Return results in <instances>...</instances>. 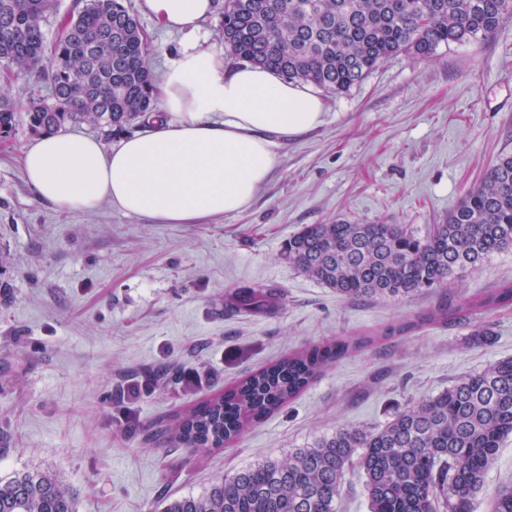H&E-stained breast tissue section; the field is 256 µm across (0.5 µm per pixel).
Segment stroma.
Wrapping results in <instances>:
<instances>
[{
  "instance_id": "obj_1",
  "label": "stroma",
  "mask_w": 512,
  "mask_h": 512,
  "mask_svg": "<svg viewBox=\"0 0 512 512\" xmlns=\"http://www.w3.org/2000/svg\"><path fill=\"white\" fill-rule=\"evenodd\" d=\"M164 78L184 36L125 0ZM512 14L480 42L390 58L347 93L324 94L320 126L289 140L250 205L199 224H156L105 202L62 211L27 184L19 123L0 139V475L63 473L79 512H162L256 460L337 428L375 429L499 359L512 358V306L467 322L396 336L389 328L512 280V249L474 273L405 300H348L283 256L306 224H405L416 235L448 212L488 168L512 155ZM19 110L51 102L34 73L0 71ZM273 288L268 314L228 312L236 289ZM487 327V343L471 333ZM373 336L328 366L295 399L224 447L195 453L166 425L199 401L309 345ZM194 371L201 385L187 383ZM512 486V437L473 512Z\"/></svg>"
}]
</instances>
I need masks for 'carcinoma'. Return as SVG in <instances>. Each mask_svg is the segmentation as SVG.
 Wrapping results in <instances>:
<instances>
[{
    "instance_id": "cac0c4a2",
    "label": "carcinoma",
    "mask_w": 512,
    "mask_h": 512,
    "mask_svg": "<svg viewBox=\"0 0 512 512\" xmlns=\"http://www.w3.org/2000/svg\"><path fill=\"white\" fill-rule=\"evenodd\" d=\"M51 7L52 0H0V66L35 71L52 88L53 102L25 112L31 131L88 122L111 135L145 124L154 111L155 78L135 16L122 0H86L48 48L42 22ZM507 14L512 0H225L222 30L235 57L340 95L393 56L429 58L441 45L487 39ZM19 121L16 106L1 97L0 138ZM511 248L512 156L504 155L424 238L402 224H306L288 239L284 256L345 299H402ZM274 304L273 290L242 287L227 308L264 313ZM506 305L512 281L386 336ZM373 344L362 336L295 352L198 402L167 433L187 448H221L324 368ZM511 435L512 359L505 358L404 408L381 429L338 428L280 459L242 467L198 495L171 500L163 512H336L354 464L365 476L369 512H473ZM0 512H78V498L61 474L24 470L0 477ZM492 512H512V487L493 492Z\"/></svg>"
}]
</instances>
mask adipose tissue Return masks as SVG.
I'll list each match as a JSON object with an SVG mask.
<instances>
[{
	"mask_svg": "<svg viewBox=\"0 0 512 512\" xmlns=\"http://www.w3.org/2000/svg\"><path fill=\"white\" fill-rule=\"evenodd\" d=\"M163 26L195 30L212 0H143ZM153 95L145 132L104 149L95 138L41 134L21 162L36 193L64 211L109 201L161 224H197L243 211L274 169L278 150L323 122L309 87L256 65L226 67L195 45L172 61Z\"/></svg>",
	"mask_w": 512,
	"mask_h": 512,
	"instance_id": "ef3b65f1",
	"label": "adipose tissue"
}]
</instances>
